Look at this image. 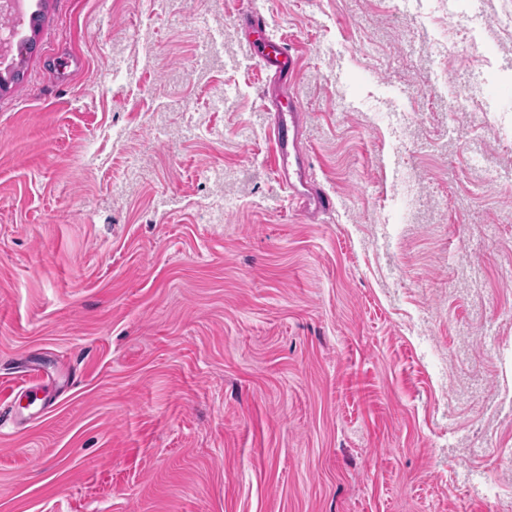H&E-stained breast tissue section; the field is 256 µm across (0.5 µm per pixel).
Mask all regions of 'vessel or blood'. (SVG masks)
I'll return each instance as SVG.
<instances>
[{
  "label": "vessel or blood",
  "mask_w": 512,
  "mask_h": 512,
  "mask_svg": "<svg viewBox=\"0 0 512 512\" xmlns=\"http://www.w3.org/2000/svg\"><path fill=\"white\" fill-rule=\"evenodd\" d=\"M248 30L263 34L261 45L254 53L269 73L275 90L265 101L271 115L268 139L272 145V163L279 184L287 189L290 199L310 218L329 212L334 201L324 189L309 179L305 168L304 123L305 113L300 106L283 110L288 98V82L297 70L294 47L284 38L273 39L268 35L265 18L256 12L245 19Z\"/></svg>",
  "instance_id": "1"
}]
</instances>
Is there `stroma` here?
<instances>
[{
  "instance_id": "obj_1",
  "label": "stroma",
  "mask_w": 512,
  "mask_h": 512,
  "mask_svg": "<svg viewBox=\"0 0 512 512\" xmlns=\"http://www.w3.org/2000/svg\"><path fill=\"white\" fill-rule=\"evenodd\" d=\"M457 6L48 0L0 91V401L47 384L0 512H512V0ZM249 31L260 32L262 45H253L255 57L261 60L275 87L265 101L270 112L271 125L268 139L272 145V163L279 184L288 190L290 199L310 218L317 219L334 205L332 196L308 178L305 168L304 110L288 92V82L297 70L294 47L282 37H269L265 18L251 11L245 19ZM293 103L288 115L283 112V100Z\"/></svg>"
}]
</instances>
